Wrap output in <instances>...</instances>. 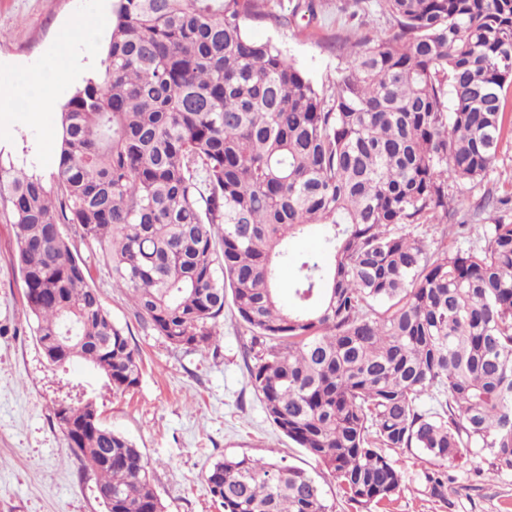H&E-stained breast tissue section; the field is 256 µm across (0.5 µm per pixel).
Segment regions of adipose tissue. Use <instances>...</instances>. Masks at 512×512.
Here are the masks:
<instances>
[{
    "label": "adipose tissue",
    "instance_id": "obj_1",
    "mask_svg": "<svg viewBox=\"0 0 512 512\" xmlns=\"http://www.w3.org/2000/svg\"><path fill=\"white\" fill-rule=\"evenodd\" d=\"M87 67L82 57L52 53L43 68L23 78L0 81V112L14 111L15 99L23 94L31 100L32 111H41L42 97L51 96L65 84L82 80Z\"/></svg>",
    "mask_w": 512,
    "mask_h": 512
}]
</instances>
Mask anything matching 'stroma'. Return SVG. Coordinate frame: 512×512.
<instances>
[{"mask_svg":"<svg viewBox=\"0 0 512 512\" xmlns=\"http://www.w3.org/2000/svg\"><path fill=\"white\" fill-rule=\"evenodd\" d=\"M263 2L269 16L247 21L248 34L276 44L325 93L351 63L350 44L390 27L381 0ZM88 6V0H0V79L42 66ZM505 111L494 169L483 180L448 185L452 223H492L494 208L477 209V202L512 195V90ZM58 128L55 112L1 115L0 151L56 188ZM78 249L93 264L94 285L113 322L140 353V380L117 394L86 363L51 365L27 314L13 228L0 214V512H105L94 478L82 475L51 413L80 399L93 400L102 421L141 449L165 512H222L203 474L218 460L243 455L282 458L318 475L334 512H512V472L490 473L476 455L449 465L444 498L431 495L419 460L405 453L395 457L405 475L399 496L369 507L348 501L340 481L267 418L246 367L251 334L232 308L217 323L216 347L174 346L135 318L108 268L96 264L98 245L82 242Z\"/></svg>","mask_w":512,"mask_h":512,"instance_id":"35a3bbf8","label":"stroma"}]
</instances>
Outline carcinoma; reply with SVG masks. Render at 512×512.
Here are the masks:
<instances>
[{
	"label": "carcinoma",
	"mask_w": 512,
	"mask_h": 512,
	"mask_svg": "<svg viewBox=\"0 0 512 512\" xmlns=\"http://www.w3.org/2000/svg\"><path fill=\"white\" fill-rule=\"evenodd\" d=\"M382 2L391 34L354 41L325 96L247 35L261 0H112L101 67L62 107L57 194L0 153V203L51 364L89 362L121 393L140 378L70 224L173 345H216L231 298L259 346L249 376L268 419L361 505L402 491L389 450L427 464L439 498L466 453L512 471V222L456 250L414 233L451 215L448 182L481 180L497 160L512 0ZM315 226L321 258L292 253ZM69 329L76 339L54 345ZM53 414L112 497L106 512H164L141 451L95 403ZM205 479L224 512H332L315 477L281 461L226 458Z\"/></svg>",
	"instance_id": "cac0c4a2"
}]
</instances>
